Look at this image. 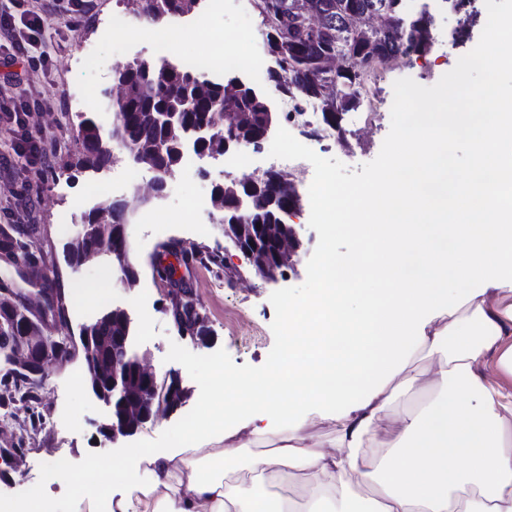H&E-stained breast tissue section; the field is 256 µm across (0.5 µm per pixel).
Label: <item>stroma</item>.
<instances>
[{"label":"stroma","mask_w":512,"mask_h":512,"mask_svg":"<svg viewBox=\"0 0 512 512\" xmlns=\"http://www.w3.org/2000/svg\"><path fill=\"white\" fill-rule=\"evenodd\" d=\"M40 2L46 7L47 30L62 33L60 46L42 66L16 55L12 67L0 66V77L9 71L21 74L33 91L57 99V107L32 112L29 118L32 130L38 131L51 149V165L44 168L29 163L10 150L0 157V224L36 225L37 246L53 249L60 256L80 231L85 212L115 197L125 200L133 216L127 236L140 278L134 287L125 286L116 263L108 255L78 268L61 264L65 291L89 285L102 289L91 303L69 306L67 332L78 333L82 325L106 308L122 307L133 319L132 350L145 357L157 377L182 369L181 364L166 359L173 341L198 355L226 350L239 366L263 365L274 345L271 324L275 311L269 297L277 286L255 276L243 282L229 279V269L244 268L245 263L224 238L222 216L214 211L211 193L215 185L267 170L271 163L268 149H246L248 162L238 167L210 158L180 166L168 178L165 195L160 199L149 194L153 173L146 168L142 169L139 182L113 191V179L121 177L127 165L122 147H115L114 162L100 172L77 170L82 152L77 138L80 115L94 117L103 127H110L112 114L104 92L112 85L113 72L137 60H154L155 55L150 41H141L131 48L118 33L109 45H104L107 65L90 70L80 60L79 45H102L97 30L99 22L119 13L134 18L133 9L123 0H93L89 14L68 31L63 20L50 11L51 0ZM430 10L434 17L433 48L425 56L403 59L399 67L386 75L381 83L386 98H393V84L400 78L413 79L426 87L435 85L461 56L477 45L482 25L471 27L469 40L461 42L453 35L458 17L448 11L443 0H431ZM211 29L222 34L224 49L229 53L238 52L237 32L249 31L251 45L240 52L241 66L235 74L265 93L272 107H279V97L266 76L274 61L267 53L265 25L255 7L230 0L223 14L214 18ZM390 126V112H381L369 126L356 121L349 112L343 121L344 139L317 142L313 149L319 156L338 159L349 170L357 171L378 156ZM65 214L71 215V223H61ZM167 244L181 246L194 255L189 264L178 266L177 275L190 284L199 300L211 335L208 346L180 336L166 311L168 285L154 274L150 259L162 253ZM33 412L42 418L34 428L29 425ZM105 414L104 405L87 387L79 361L49 364L33 410L0 406V448L16 442L25 448L22 462L10 472L11 484L0 482V493L15 494L36 484L41 464L54 462L59 455L77 463L87 453L114 450V443L104 440L97 431Z\"/></svg>","instance_id":"obj_1"}]
</instances>
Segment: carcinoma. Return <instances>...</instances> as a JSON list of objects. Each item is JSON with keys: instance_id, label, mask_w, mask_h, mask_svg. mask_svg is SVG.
Segmentation results:
<instances>
[{"instance_id": "1", "label": "carcinoma", "mask_w": 512, "mask_h": 512, "mask_svg": "<svg viewBox=\"0 0 512 512\" xmlns=\"http://www.w3.org/2000/svg\"><path fill=\"white\" fill-rule=\"evenodd\" d=\"M157 21L183 10L185 0H126ZM402 0H260V14L268 18L266 30L277 70L270 81L283 96L297 101L314 99L321 103L323 122L336 126V115L351 112L361 101L358 74L347 70L341 75L342 95H336V80H328L323 70L324 58L345 54L362 64L377 54H391L401 47L414 56L431 51L434 40L433 19L427 13L402 23ZM376 15L373 26L365 19ZM120 73L127 83L126 95L112 103V126L105 130L91 118L78 125V139L83 147L82 164L98 171L112 158V145H122L131 159L151 157L160 168L172 170L182 159L184 129L212 123L213 103L224 95V85L212 82L186 68L174 72L158 65L145 69L135 62ZM231 105L249 113V122L238 129L242 140L261 134L275 119L269 113L264 95L250 88L238 90ZM226 215L235 214L239 201L247 202L252 224H277L293 201L295 187L283 174L271 173L257 185L223 184L215 188ZM86 247H103L112 254L120 274L128 283L136 281V271L128 262L130 247L119 239L100 242L92 234L83 240ZM46 263V254L30 249L21 224H0V343L12 336H40L45 321L40 310L30 307L19 289L40 287L51 296L61 285L52 280L36 284L30 272ZM95 336L131 335L125 313L119 308L103 311L92 328ZM10 387L20 403L36 399L38 380L10 369L0 374V388Z\"/></svg>"}]
</instances>
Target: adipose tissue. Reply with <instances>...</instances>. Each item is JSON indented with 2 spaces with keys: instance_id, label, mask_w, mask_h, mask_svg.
Segmentation results:
<instances>
[{
  "instance_id": "ef3b65f1",
  "label": "adipose tissue",
  "mask_w": 512,
  "mask_h": 512,
  "mask_svg": "<svg viewBox=\"0 0 512 512\" xmlns=\"http://www.w3.org/2000/svg\"><path fill=\"white\" fill-rule=\"evenodd\" d=\"M482 96V112L420 113L369 189L325 181L324 212L354 216L360 245L326 252L313 292L284 303L308 327L265 373L208 366L241 397L212 462L188 436L142 457L149 482L117 471L76 490L106 512H512V89ZM458 141L472 156L463 179ZM415 389L429 400L397 412ZM318 417L336 424L325 445L307 434ZM242 448L248 494L224 475ZM292 468L316 482L301 505L267 492Z\"/></svg>"
}]
</instances>
